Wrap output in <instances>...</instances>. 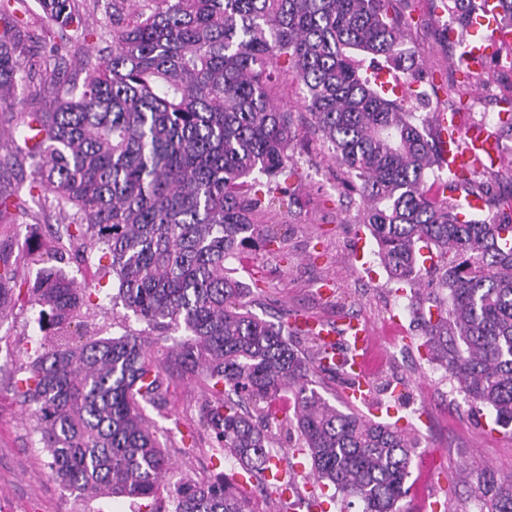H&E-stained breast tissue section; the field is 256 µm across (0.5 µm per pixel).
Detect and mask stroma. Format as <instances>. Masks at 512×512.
Returning a JSON list of instances; mask_svg holds the SVG:
<instances>
[{"mask_svg":"<svg viewBox=\"0 0 512 512\" xmlns=\"http://www.w3.org/2000/svg\"><path fill=\"white\" fill-rule=\"evenodd\" d=\"M452 7V0H402L400 9L410 24L401 48L415 62L414 87L421 94L417 111H449L470 122L486 106V75L512 63V43L500 45L481 65L462 66L454 47L462 42L466 21ZM88 24L89 36L61 65L57 80L81 77L80 57L101 48L100 36L111 30L112 15L95 10ZM446 82L466 85L462 104L449 105L439 90ZM272 95L295 118L289 152L298 175L286 182L289 203L271 206L258 218L276 237L272 248L247 251L228 266L247 288L250 310L261 318L272 319L285 308L338 326L355 315L368 325L375 334V356L385 362L384 371L370 376L383 387L374 399L393 407L395 417L412 423L421 437L410 478L412 501L421 503L422 512H478L464 469L512 473V431L494 428L490 412L471 411L445 372L427 361L420 347L424 325L411 294L398 291L373 239L359 224L360 199L348 195L344 169L311 127L304 86L286 76ZM58 222L49 206L36 225L0 222V253L17 257L32 241L48 237ZM51 264L85 289L88 320L102 326L105 336L138 329L122 306L113 305L112 279L101 274L97 259L81 262L66 256ZM37 317L23 299L0 316V512H132L125 498L83 501L78 491L51 477L45 455L34 445L29 411L13 396L9 378L28 361L30 342L40 334ZM201 398L195 380L171 387L167 415L158 421L168 429V441L181 440L174 423L195 425Z\"/></svg>","mask_w":512,"mask_h":512,"instance_id":"obj_1","label":"stroma"}]
</instances>
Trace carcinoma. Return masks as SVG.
I'll return each mask as SVG.
<instances>
[{"label": "carcinoma", "mask_w": 512, "mask_h": 512, "mask_svg": "<svg viewBox=\"0 0 512 512\" xmlns=\"http://www.w3.org/2000/svg\"><path fill=\"white\" fill-rule=\"evenodd\" d=\"M400 0H112V49L88 53L83 81L50 76L43 98L18 102L9 134L38 179L0 192L36 219L29 200H51L62 224L53 255L97 253L112 275L115 305L149 333L91 338L70 328L86 305L74 281L43 266L27 293L52 332L12 378L31 408V430L51 476L95 500L121 496L137 512H256L241 490L265 483L285 437L344 512H404L419 437L398 423L342 411L317 390L336 371L315 333L253 314L226 263L256 238H273L256 215L285 202L279 177L293 113L271 91L284 75L307 91L311 122L346 169L363 203L359 223L391 278L413 286L431 261L442 289L424 318L422 346L475 411L512 425V191L473 172L443 177L432 117L391 99L359 72L358 54L401 67ZM0 0V97L39 62L24 56L15 13ZM58 63L85 38L79 0H38ZM279 191L281 197L273 196ZM476 198L498 220L471 219ZM0 255V315L15 301L17 264ZM182 325L189 338L165 352L160 337ZM204 388L190 447L239 468L170 485L171 469L151 413L164 415L175 379ZM288 397V409L276 406ZM479 512H512V475L483 469Z\"/></svg>", "instance_id": "1"}]
</instances>
